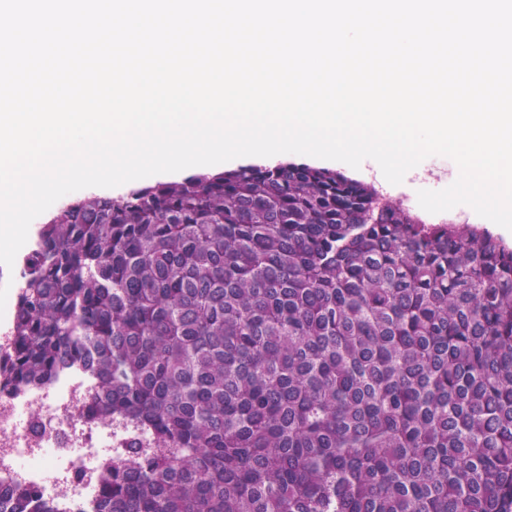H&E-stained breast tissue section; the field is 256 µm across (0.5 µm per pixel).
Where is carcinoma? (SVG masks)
<instances>
[{
	"label": "carcinoma",
	"mask_w": 512,
	"mask_h": 512,
	"mask_svg": "<svg viewBox=\"0 0 512 512\" xmlns=\"http://www.w3.org/2000/svg\"><path fill=\"white\" fill-rule=\"evenodd\" d=\"M4 380L150 430L96 512H512V245L281 161L70 198ZM0 487L9 512H53Z\"/></svg>",
	"instance_id": "1"
}]
</instances>
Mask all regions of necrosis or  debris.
Returning a JSON list of instances; mask_svg holds the SVG:
<instances>
[{
  "instance_id": "obj_1",
  "label": "necrosis or debris",
  "mask_w": 512,
  "mask_h": 512,
  "mask_svg": "<svg viewBox=\"0 0 512 512\" xmlns=\"http://www.w3.org/2000/svg\"><path fill=\"white\" fill-rule=\"evenodd\" d=\"M24 281L15 268L0 285V365L11 353L9 329ZM92 374H59L38 388L0 387V484L31 486L59 512H94L101 471L127 449L149 448L150 434L92 417Z\"/></svg>"
}]
</instances>
